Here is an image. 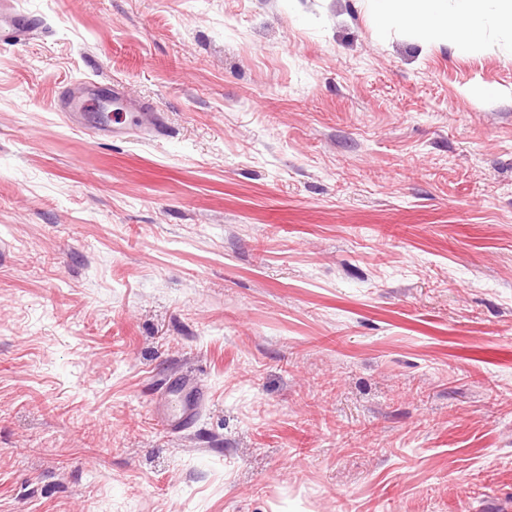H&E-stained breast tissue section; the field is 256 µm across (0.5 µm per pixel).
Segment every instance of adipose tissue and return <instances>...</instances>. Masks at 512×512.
Returning <instances> with one entry per match:
<instances>
[{
	"label": "adipose tissue",
	"mask_w": 512,
	"mask_h": 512,
	"mask_svg": "<svg viewBox=\"0 0 512 512\" xmlns=\"http://www.w3.org/2000/svg\"><path fill=\"white\" fill-rule=\"evenodd\" d=\"M380 26L409 22L422 42L441 37L461 48L477 46L487 23L512 29V0H457L449 12L447 0H372Z\"/></svg>",
	"instance_id": "1"
}]
</instances>
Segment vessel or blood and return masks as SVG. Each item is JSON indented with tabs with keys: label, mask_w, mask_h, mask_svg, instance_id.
Returning a JSON list of instances; mask_svg holds the SVG:
<instances>
[{
	"label": "vessel or blood",
	"mask_w": 512,
	"mask_h": 512,
	"mask_svg": "<svg viewBox=\"0 0 512 512\" xmlns=\"http://www.w3.org/2000/svg\"><path fill=\"white\" fill-rule=\"evenodd\" d=\"M42 32L38 20L0 5V44L31 41ZM90 106L88 99L74 92L61 91L57 110L69 122H77ZM163 120L153 104L127 96L122 84L112 86V111L97 119V133L101 136L123 137L133 131L151 129L161 131ZM199 395L195 387L184 383L175 384L157 408V424L173 431L188 426L199 411Z\"/></svg>",
	"instance_id": "b4317fda"
}]
</instances>
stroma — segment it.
Segmentation results:
<instances>
[{"instance_id": "1", "label": "stroma", "mask_w": 512, "mask_h": 512, "mask_svg": "<svg viewBox=\"0 0 512 512\" xmlns=\"http://www.w3.org/2000/svg\"><path fill=\"white\" fill-rule=\"evenodd\" d=\"M12 6L44 34L0 45V512H512V29ZM81 79L164 136L68 125ZM112 112L107 117H97L96 129L99 136L120 138L146 128L155 132L163 129L162 116L160 112H155L153 104L128 97L120 83H112ZM91 103L88 99L69 90L59 93L57 110L61 112L67 121L75 123L85 113ZM199 395L195 387L176 383L168 391L157 408V425L173 431L188 426L199 411Z\"/></svg>"}]
</instances>
